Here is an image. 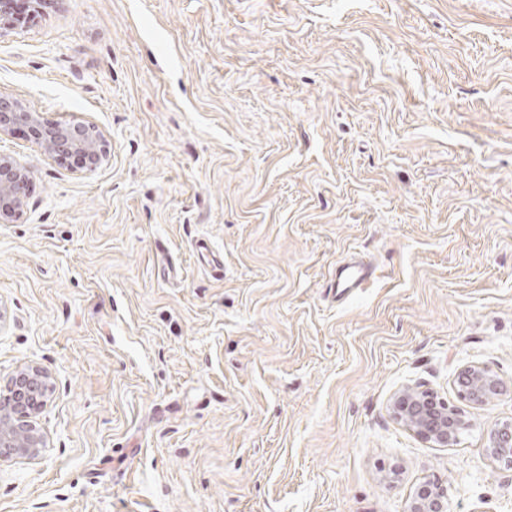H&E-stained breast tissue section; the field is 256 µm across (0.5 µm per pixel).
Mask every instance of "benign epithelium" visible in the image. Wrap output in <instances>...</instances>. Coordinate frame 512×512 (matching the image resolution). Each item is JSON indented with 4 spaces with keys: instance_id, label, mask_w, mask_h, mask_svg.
Returning a JSON list of instances; mask_svg holds the SVG:
<instances>
[{
    "instance_id": "obj_1",
    "label": "benign epithelium",
    "mask_w": 512,
    "mask_h": 512,
    "mask_svg": "<svg viewBox=\"0 0 512 512\" xmlns=\"http://www.w3.org/2000/svg\"><path fill=\"white\" fill-rule=\"evenodd\" d=\"M13 0H0V30L23 23L12 15ZM27 127L44 153L54 156L80 155L89 171L105 160L103 139L83 124L63 125L41 112L31 111L17 97L0 94V136L17 127ZM30 169L13 157L0 155V221L20 211ZM458 396L472 407H482L504 395L502 380L486 364H469L456 373ZM47 377L34 367L18 370L0 394V459L35 456L46 447L36 417L47 404ZM393 408L401 422L420 438L441 447H452L469 426L466 414L421 386L400 390ZM486 453L512 465V422L496 425L488 434ZM407 512H448V488L435 480L420 484L409 497Z\"/></svg>"
}]
</instances>
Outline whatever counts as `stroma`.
<instances>
[{"label":"stroma","instance_id":"stroma-1","mask_svg":"<svg viewBox=\"0 0 512 512\" xmlns=\"http://www.w3.org/2000/svg\"><path fill=\"white\" fill-rule=\"evenodd\" d=\"M0 93L89 125L92 173L27 129L0 222V387L47 376L46 448L0 512H512L485 454L390 404L512 387V0H52L0 32ZM373 262L336 294V267ZM30 169L13 157L0 155V221L20 211L24 204L25 188ZM458 396L471 407L485 406L504 395L502 380L486 364H469L456 373ZM408 512H447L448 488L435 480L420 484L409 497Z\"/></svg>","mask_w":512,"mask_h":512}]
</instances>
